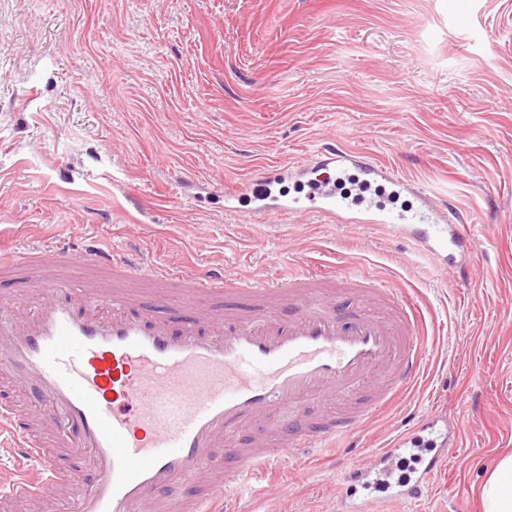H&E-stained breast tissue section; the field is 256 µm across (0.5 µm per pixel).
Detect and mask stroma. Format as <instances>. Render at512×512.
I'll list each match as a JSON object with an SVG mask.
<instances>
[{"mask_svg": "<svg viewBox=\"0 0 512 512\" xmlns=\"http://www.w3.org/2000/svg\"><path fill=\"white\" fill-rule=\"evenodd\" d=\"M337 144L459 213L467 282L380 224L225 211L255 167ZM89 237L263 281L392 272L424 375L360 445L434 412L456 438L422 498L371 512H483L512 453V0H0V248ZM342 475L284 456L237 512H338Z\"/></svg>", "mask_w": 512, "mask_h": 512, "instance_id": "35a3bbf8", "label": "stroma"}]
</instances>
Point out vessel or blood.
<instances>
[{
    "label": "vessel or blood",
    "mask_w": 512,
    "mask_h": 512,
    "mask_svg": "<svg viewBox=\"0 0 512 512\" xmlns=\"http://www.w3.org/2000/svg\"><path fill=\"white\" fill-rule=\"evenodd\" d=\"M294 172L301 192L274 191ZM255 214L313 211L350 224H384L437 267L468 264L476 242L413 181L341 147L306 164L271 166L225 190L224 209ZM42 270L35 303L14 302L0 323V376L32 385L36 408L0 402L16 456L34 477L12 482V498H42L63 481L56 450L92 474L74 486L70 512H232L247 474L268 472L285 454L331 442L357 448L358 433L422 376L424 317L389 275H318L297 264L269 283L144 263L92 243L46 254L0 250V268ZM91 270L101 284L81 289L54 273ZM248 295L265 307L224 314L206 297ZM325 405L316 421L307 416ZM437 417L407 426L365 464L347 466L342 512H366L364 489L385 499L419 498L441 468ZM200 474L201 491L178 480Z\"/></svg>",
    "instance_id": "1"
}]
</instances>
